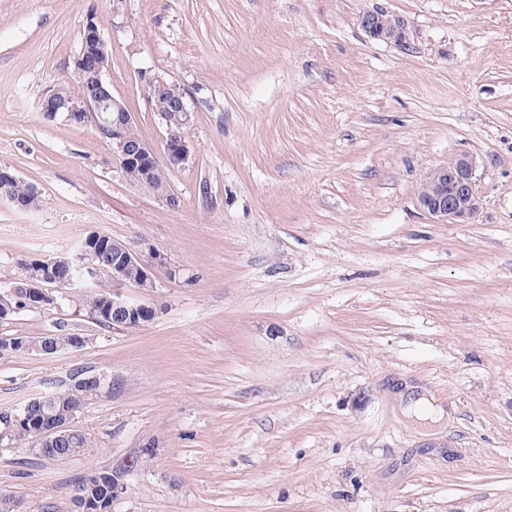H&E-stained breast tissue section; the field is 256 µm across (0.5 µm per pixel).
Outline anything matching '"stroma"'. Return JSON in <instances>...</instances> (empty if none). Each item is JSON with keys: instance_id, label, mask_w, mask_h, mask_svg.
Here are the masks:
<instances>
[{"instance_id": "obj_1", "label": "stroma", "mask_w": 512, "mask_h": 512, "mask_svg": "<svg viewBox=\"0 0 512 512\" xmlns=\"http://www.w3.org/2000/svg\"><path fill=\"white\" fill-rule=\"evenodd\" d=\"M379 9L409 47L361 29ZM91 16L156 151L149 78L186 93L179 209L94 127L43 117ZM464 154L483 207L435 223L421 183ZM0 167L43 200H0V289L92 231L164 258L139 328L65 300L0 320L86 339L0 358V412L79 370L116 381L75 417L86 454L0 456L26 512H72L75 483L126 463L112 512H512V0H0ZM405 389L444 418L419 424Z\"/></svg>"}]
</instances>
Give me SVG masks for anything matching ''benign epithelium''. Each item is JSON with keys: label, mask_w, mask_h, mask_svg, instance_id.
<instances>
[{"label": "benign epithelium", "mask_w": 512, "mask_h": 512, "mask_svg": "<svg viewBox=\"0 0 512 512\" xmlns=\"http://www.w3.org/2000/svg\"><path fill=\"white\" fill-rule=\"evenodd\" d=\"M359 25L371 38L406 47L410 41L407 22L396 14L386 10L369 11L359 18ZM110 57L107 41L94 19H89L84 28L82 49L73 59L75 71L84 79L81 88L65 94L51 90L41 102V112L48 119L71 112L86 115V123L102 130L112 132V158L118 165L137 166L144 175H149L153 163L157 160L154 149L141 140L132 142L126 130L135 124L132 113L124 101L112 93L105 81ZM166 91L170 95L172 111L179 113L180 124L190 122L191 115L185 102L184 89L174 82L156 79L151 83V93ZM166 160L175 166L185 164L189 159V149L179 135H169L164 147ZM478 163L472 156L454 158L435 168L422 183L419 192V204L438 224H467L474 220L482 208V197L478 187L476 170ZM101 233L91 232L83 243L82 260L86 269L85 277L94 279L101 267L96 264V252L89 248ZM112 252V329H134L151 321L156 308L148 301L132 304L123 297L119 289L133 287L145 295H151L156 288L153 268L162 263L161 255L150 251L144 253L127 244H113ZM60 260L49 257L37 260V265L51 274L48 281L57 287L74 285L73 278L61 282L55 273ZM135 276H130V271ZM53 288L39 282H29L23 289L10 288L5 292L8 297L24 295L26 300H38L48 303L56 300ZM52 335L43 339V345L37 346L20 336L1 337L0 353L13 355L20 353L54 354L58 348L51 343ZM75 416L66 419L60 417L38 420L29 424L32 433V446L40 449L44 456L56 458L62 455L60 446L69 437L68 425ZM129 466L112 469V499L120 498L127 490L126 476Z\"/></svg>", "instance_id": "obj_1"}]
</instances>
